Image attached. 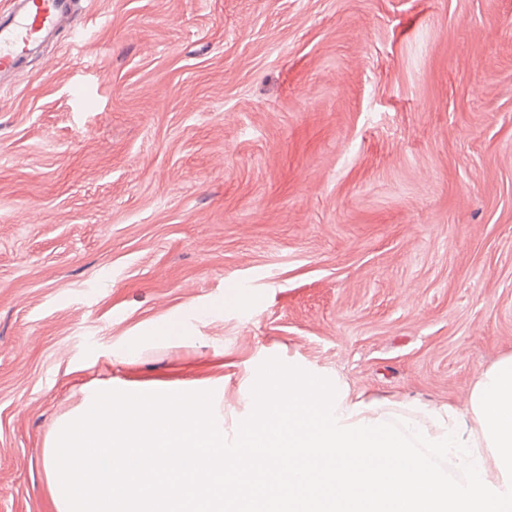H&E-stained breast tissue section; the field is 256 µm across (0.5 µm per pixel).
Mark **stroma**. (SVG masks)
<instances>
[{"mask_svg":"<svg viewBox=\"0 0 512 512\" xmlns=\"http://www.w3.org/2000/svg\"><path fill=\"white\" fill-rule=\"evenodd\" d=\"M82 6L0 86V512H56L94 384L210 387L230 432L276 358L468 417L512 356V0ZM140 336H146L145 339L150 343H164L169 346H180L195 337L179 319H170L163 325L145 327Z\"/></svg>","mask_w":512,"mask_h":512,"instance_id":"stroma-1","label":"stroma"}]
</instances>
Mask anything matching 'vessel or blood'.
<instances>
[{"instance_id": "vessel-or-blood-1", "label": "vessel or blood", "mask_w": 512, "mask_h": 512, "mask_svg": "<svg viewBox=\"0 0 512 512\" xmlns=\"http://www.w3.org/2000/svg\"><path fill=\"white\" fill-rule=\"evenodd\" d=\"M80 0H8L0 11V82L10 81L28 59L43 55L73 23Z\"/></svg>"}]
</instances>
